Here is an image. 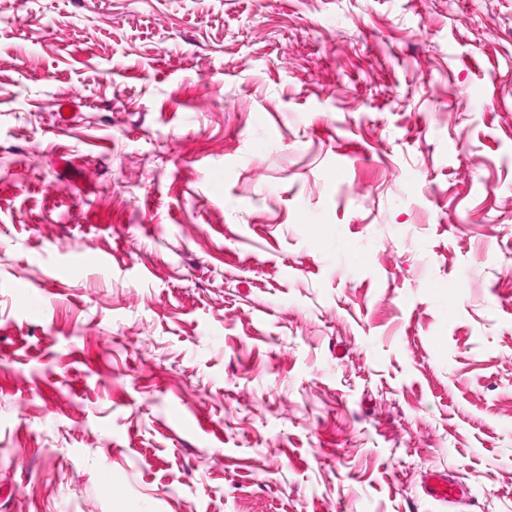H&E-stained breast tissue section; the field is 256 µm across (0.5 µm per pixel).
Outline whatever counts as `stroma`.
<instances>
[{
    "label": "stroma",
    "instance_id": "stroma-1",
    "mask_svg": "<svg viewBox=\"0 0 512 512\" xmlns=\"http://www.w3.org/2000/svg\"><path fill=\"white\" fill-rule=\"evenodd\" d=\"M0 512H512V0H0ZM424 493L431 501L450 505L464 498L466 490L446 472L432 471L426 477Z\"/></svg>",
    "mask_w": 512,
    "mask_h": 512
}]
</instances>
